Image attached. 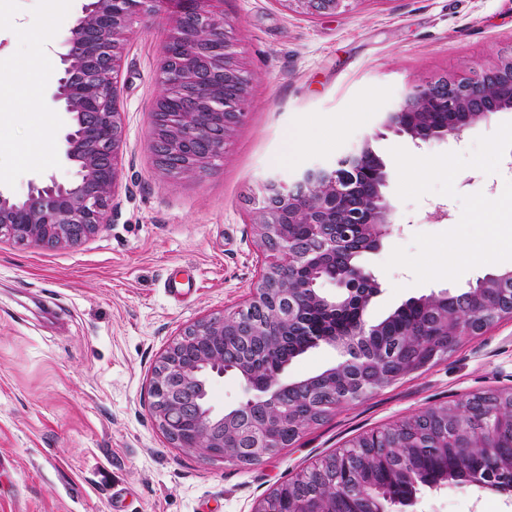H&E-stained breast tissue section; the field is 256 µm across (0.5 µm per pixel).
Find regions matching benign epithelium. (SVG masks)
Returning a JSON list of instances; mask_svg holds the SVG:
<instances>
[{
	"mask_svg": "<svg viewBox=\"0 0 512 512\" xmlns=\"http://www.w3.org/2000/svg\"><path fill=\"white\" fill-rule=\"evenodd\" d=\"M311 17L333 14L346 0H282ZM170 20L152 112L151 145L156 165L172 178L204 177L224 155L229 136L244 117L248 76L232 55L226 30L224 0H82L76 24L63 36L67 52L60 56L62 72L46 96V105L60 108L68 122L63 135V162L74 179L34 181L23 198L0 190V241L46 248L78 245L111 221V196L119 178L124 141L118 73L127 37L145 16ZM512 110V44L496 66L458 78H430L414 85L383 117L382 128L407 135L416 144L458 139L478 121ZM451 116L426 121L433 113ZM372 134L331 166L316 164L288 183L267 179L253 212L259 267L247 303L232 311L202 318L186 326L157 360L151 381L154 417L178 448L226 462L257 465L281 447L275 437L280 421L295 420L300 432L318 410L337 400L345 405L381 388L383 368L403 369L405 351L394 345L375 352L371 339L381 325L366 317L377 287L372 274L356 261L380 249L396 225L383 189L389 173L373 151ZM309 225L310 235L297 239L294 224ZM334 286L328 293L323 284ZM491 292L512 294V269L488 274L476 285L454 295L456 305ZM429 310V325L448 320L437 295L416 299ZM359 306L357 323L338 337L308 327L305 310ZM503 318H512L507 300L482 316L465 318L464 334L479 335ZM298 330L312 337L311 345L331 346L339 361L321 374L290 381L284 367L258 376L257 355H274L278 343ZM338 371L352 375L340 394L324 385ZM228 373L239 376L245 400L232 409L211 405V381ZM498 421L489 418L485 433L459 432L460 448H490ZM350 479L342 499L371 504L367 485L359 479L363 464L347 444ZM280 512H323L312 501L284 498Z\"/></svg>",
	"mask_w": 512,
	"mask_h": 512,
	"instance_id": "1",
	"label": "benign epithelium"
}]
</instances>
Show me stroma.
Instances as JSON below:
<instances>
[{
	"label": "stroma",
	"instance_id": "obj_1",
	"mask_svg": "<svg viewBox=\"0 0 512 512\" xmlns=\"http://www.w3.org/2000/svg\"><path fill=\"white\" fill-rule=\"evenodd\" d=\"M78 7L0 0L17 20L0 27V74L22 70L44 49L58 78V42ZM224 18L250 88L244 120L209 173L172 179L154 163L148 129L166 21L143 18L121 62L125 140L110 224L70 248L0 243V512H252L276 485L358 435L472 393L512 390V319H504L333 410L258 465L175 447L158 429L149 386L160 353L182 328L235 309L254 287L261 256L249 212L264 180L334 162L367 133L392 170L393 147L466 154L476 138L512 122V112H501L461 140L421 146L380 127L384 109L421 80L493 66L512 44V0H350L320 17L278 0H224ZM48 89H0V190L18 197L31 181L74 177L61 159L66 116L44 107ZM292 133L307 140L288 160ZM509 180L512 151L498 173L459 172L454 199L401 200L390 177L384 193L400 230L362 258L379 285L369 318L500 271L487 264L455 282L418 285L409 269L382 265L394 248H411L414 235L453 228L460 196L494 199ZM171 279L178 295L166 289ZM404 512H512V493L423 488Z\"/></svg>",
	"mask_w": 512,
	"mask_h": 512
}]
</instances>
